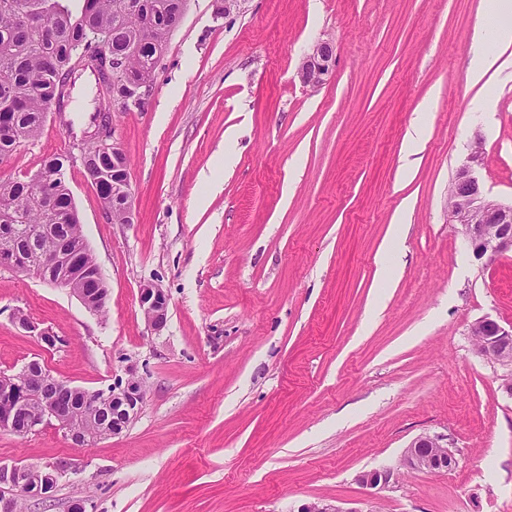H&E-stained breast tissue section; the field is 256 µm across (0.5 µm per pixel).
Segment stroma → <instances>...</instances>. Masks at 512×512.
Instances as JSON below:
<instances>
[{"instance_id": "1", "label": "stroma", "mask_w": 512, "mask_h": 512, "mask_svg": "<svg viewBox=\"0 0 512 512\" xmlns=\"http://www.w3.org/2000/svg\"><path fill=\"white\" fill-rule=\"evenodd\" d=\"M484 0H188L142 105L114 110L133 221L113 223L76 147L91 94L0 162V181L67 156L84 238L110 288L104 312L0 268V372L33 359L88 390H145L120 435L76 445L53 426L0 430V464L55 465L22 512H512V398L474 352L470 324L512 325V254L477 262L448 217V186L479 154L512 201V47L482 85L464 75ZM334 44L324 85L297 75ZM431 132L409 178L405 134ZM236 160L224 168L225 134ZM410 200L407 222L393 219ZM168 298L152 331L143 283ZM26 314L59 341L15 326ZM422 434L457 458L369 494L358 472L398 467Z\"/></svg>"}]
</instances>
